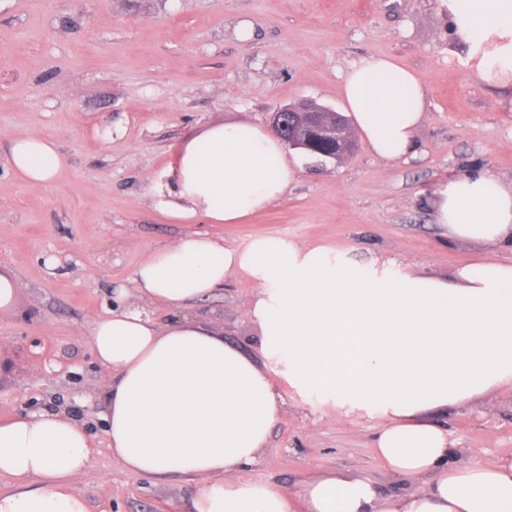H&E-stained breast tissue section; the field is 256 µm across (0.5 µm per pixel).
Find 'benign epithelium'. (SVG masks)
I'll list each match as a JSON object with an SVG mask.
<instances>
[{
	"label": "benign epithelium",
	"instance_id": "1",
	"mask_svg": "<svg viewBox=\"0 0 512 512\" xmlns=\"http://www.w3.org/2000/svg\"><path fill=\"white\" fill-rule=\"evenodd\" d=\"M269 124L293 149H306L313 140H325L335 146L338 160L355 151L342 113L313 99L276 108L269 114Z\"/></svg>",
	"mask_w": 512,
	"mask_h": 512
}]
</instances>
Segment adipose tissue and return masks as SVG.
Listing matches in <instances>:
<instances>
[{
	"mask_svg": "<svg viewBox=\"0 0 512 512\" xmlns=\"http://www.w3.org/2000/svg\"><path fill=\"white\" fill-rule=\"evenodd\" d=\"M440 4L477 74L512 83V0ZM342 98L378 158L412 153L426 105L416 73L364 57L347 71ZM8 163L41 187L68 160L52 138L34 134L13 141ZM299 167L271 130L216 125L181 145L167 211L176 220L239 224L281 199ZM432 213L453 240L510 258L441 280L398 278L389 266L359 267L330 248L276 237L238 248L194 233L149 252L133 294L117 290L112 311L87 333L112 373L101 416L113 459L136 475L193 477V512H512V453L470 459L447 428L426 419L512 385V185L487 173L458 175L436 186ZM237 271L257 284L247 309L260 329L257 359L188 311ZM155 306L174 319L158 323ZM268 361L301 398L382 417L376 455L413 491L386 494L333 470L285 491L241 478L282 403ZM94 453L84 427L54 411L0 423V478L10 481L0 512H89L74 484Z\"/></svg>",
	"mask_w": 512,
	"mask_h": 512,
	"instance_id": "obj_1",
	"label": "adipose tissue"
}]
</instances>
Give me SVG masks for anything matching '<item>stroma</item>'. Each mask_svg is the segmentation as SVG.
<instances>
[{
	"instance_id": "35a3bbf8",
	"label": "stroma",
	"mask_w": 512,
	"mask_h": 512,
	"mask_svg": "<svg viewBox=\"0 0 512 512\" xmlns=\"http://www.w3.org/2000/svg\"><path fill=\"white\" fill-rule=\"evenodd\" d=\"M369 55L426 84L413 156L385 161L361 141L340 163L306 158L286 194L241 224L165 214L187 138L227 121L267 126L276 107L305 98L340 108L345 73ZM31 134L53 137L69 160L42 187L7 163L12 142ZM466 170L512 183V84L477 76L439 0H0V269L17 282L14 310L0 313L13 361L0 378V421L51 408L85 427L97 453L74 488L90 512H191L194 479L130 474L107 447L98 404L111 374L86 333L114 288L191 232L233 247L280 237L361 266L389 262L400 276L448 278L505 256L449 241L433 222L435 186ZM255 287L234 273L192 307L251 355ZM282 395L244 478L285 491L336 469L409 491L374 455L380 418L314 412L290 389ZM429 418L473 459L512 450L511 385Z\"/></svg>"
}]
</instances>
